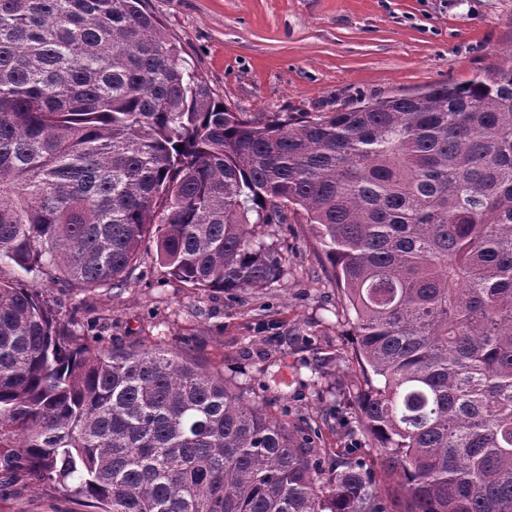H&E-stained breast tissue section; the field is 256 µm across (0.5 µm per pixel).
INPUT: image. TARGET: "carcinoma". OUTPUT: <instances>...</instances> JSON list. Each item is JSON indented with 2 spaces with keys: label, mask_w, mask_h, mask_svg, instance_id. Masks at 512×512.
Wrapping results in <instances>:
<instances>
[{
  "label": "carcinoma",
  "mask_w": 512,
  "mask_h": 512,
  "mask_svg": "<svg viewBox=\"0 0 512 512\" xmlns=\"http://www.w3.org/2000/svg\"><path fill=\"white\" fill-rule=\"evenodd\" d=\"M144 0H0V262L126 284L156 227L192 288H262L255 233L316 230L384 460L245 398L159 344L74 346L0 280V472L98 512H512V64L348 112L255 121Z\"/></svg>",
  "instance_id": "obj_1"
}]
</instances>
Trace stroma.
<instances>
[{
    "label": "stroma",
    "instance_id": "stroma-1",
    "mask_svg": "<svg viewBox=\"0 0 512 512\" xmlns=\"http://www.w3.org/2000/svg\"><path fill=\"white\" fill-rule=\"evenodd\" d=\"M210 88L256 120L347 112L512 63V0H145ZM288 249L263 288L196 290L174 279L145 240L124 287L77 290L0 263L69 322L73 341L125 349L161 344L222 369L273 416L319 425L348 445L359 371L351 312L310 225L265 227ZM279 386L267 389L268 373ZM0 512H86L59 486L0 479Z\"/></svg>",
    "mask_w": 512,
    "mask_h": 512
}]
</instances>
